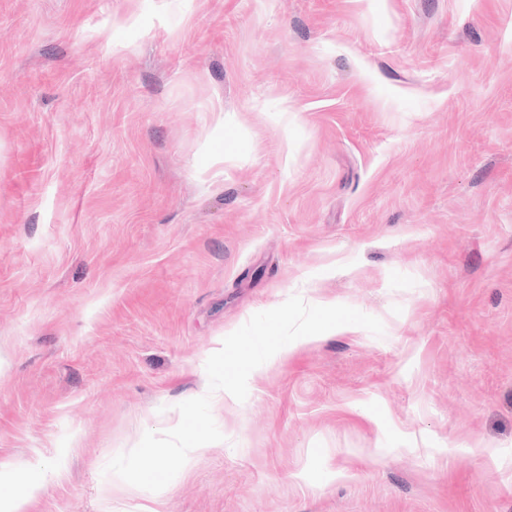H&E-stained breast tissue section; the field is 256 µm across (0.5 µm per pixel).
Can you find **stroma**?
Returning <instances> with one entry per match:
<instances>
[{
  "mask_svg": "<svg viewBox=\"0 0 512 512\" xmlns=\"http://www.w3.org/2000/svg\"><path fill=\"white\" fill-rule=\"evenodd\" d=\"M294 295L384 333L105 473ZM0 461L31 512H512V0H0Z\"/></svg>",
  "mask_w": 512,
  "mask_h": 512,
  "instance_id": "1",
  "label": "stroma"
}]
</instances>
